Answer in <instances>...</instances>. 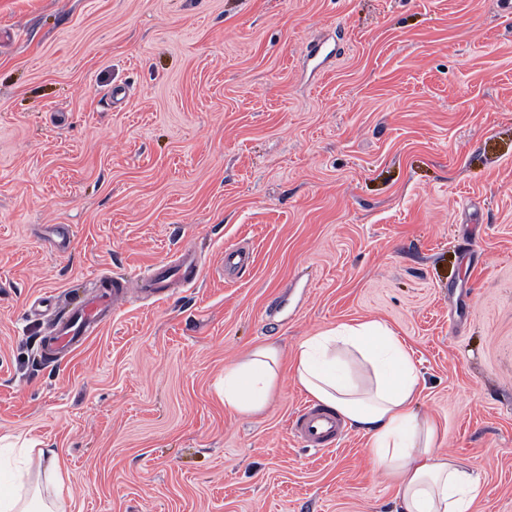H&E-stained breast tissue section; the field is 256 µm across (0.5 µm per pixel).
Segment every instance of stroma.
<instances>
[{"label":"stroma","instance_id":"1","mask_svg":"<svg viewBox=\"0 0 512 512\" xmlns=\"http://www.w3.org/2000/svg\"><path fill=\"white\" fill-rule=\"evenodd\" d=\"M183 244L194 287L42 357L100 277L138 288ZM238 246L253 263L225 276ZM43 296L54 311L33 312ZM371 319L409 346L441 452L479 473L471 512H512L496 0H0V437L56 453L65 512H393L368 436L290 433V372L259 415L217 393L256 345L288 359Z\"/></svg>","mask_w":512,"mask_h":512}]
</instances>
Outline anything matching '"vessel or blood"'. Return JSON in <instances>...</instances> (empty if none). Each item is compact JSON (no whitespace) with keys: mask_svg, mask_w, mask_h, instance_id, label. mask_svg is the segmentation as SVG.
I'll return each instance as SVG.
<instances>
[{"mask_svg":"<svg viewBox=\"0 0 512 512\" xmlns=\"http://www.w3.org/2000/svg\"><path fill=\"white\" fill-rule=\"evenodd\" d=\"M252 256L241 248L225 250L224 272L231 275L250 267ZM201 272V262L195 251L180 246L173 261L148 267L140 276L137 293L158 300L171 297L176 285L193 286ZM129 290L122 279H101L98 290L76 304L66 314L54 318L50 333L43 340V351L56 357L61 351L76 350L88 336L130 300ZM294 436L306 447L327 449L336 446L343 437V425L336 413L328 408L306 402L294 413L291 422Z\"/></svg>","mask_w":512,"mask_h":512,"instance_id":"obj_1","label":"vessel or blood"}]
</instances>
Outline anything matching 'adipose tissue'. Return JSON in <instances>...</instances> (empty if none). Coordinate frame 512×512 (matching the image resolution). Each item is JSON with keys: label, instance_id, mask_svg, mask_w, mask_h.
<instances>
[{"label": "adipose tissue", "instance_id": "adipose-tissue-1", "mask_svg": "<svg viewBox=\"0 0 512 512\" xmlns=\"http://www.w3.org/2000/svg\"><path fill=\"white\" fill-rule=\"evenodd\" d=\"M294 382L372 440L379 467L397 488L402 512H470L483 485L474 468L439 452L440 431L415 410L421 378L405 344L384 322L341 323L307 337L291 367ZM282 351L258 345L224 370V406L240 415L268 407ZM38 473L52 499L28 495L23 481L0 492V512H62L64 480L52 451L39 450Z\"/></svg>", "mask_w": 512, "mask_h": 512}]
</instances>
